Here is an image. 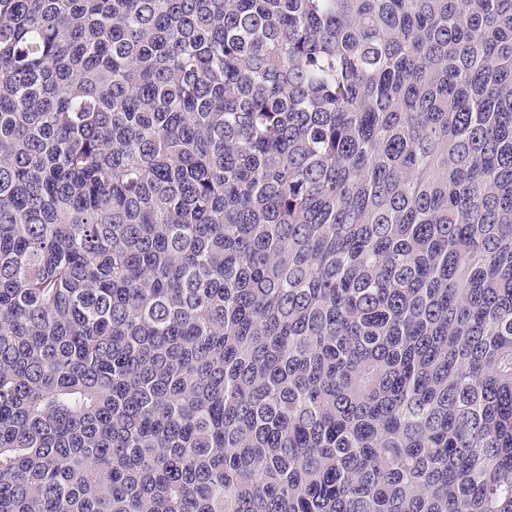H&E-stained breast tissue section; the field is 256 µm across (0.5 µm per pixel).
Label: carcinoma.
I'll return each mask as SVG.
<instances>
[{
    "instance_id": "obj_1",
    "label": "carcinoma",
    "mask_w": 512,
    "mask_h": 512,
    "mask_svg": "<svg viewBox=\"0 0 512 512\" xmlns=\"http://www.w3.org/2000/svg\"><path fill=\"white\" fill-rule=\"evenodd\" d=\"M0 512H512V0H0Z\"/></svg>"
}]
</instances>
